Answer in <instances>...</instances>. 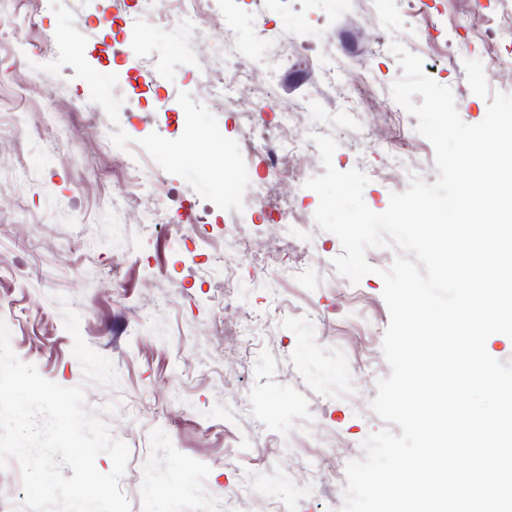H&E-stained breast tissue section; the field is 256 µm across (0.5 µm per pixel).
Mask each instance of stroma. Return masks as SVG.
Instances as JSON below:
<instances>
[{
    "instance_id": "35a3bbf8",
    "label": "stroma",
    "mask_w": 512,
    "mask_h": 512,
    "mask_svg": "<svg viewBox=\"0 0 512 512\" xmlns=\"http://www.w3.org/2000/svg\"><path fill=\"white\" fill-rule=\"evenodd\" d=\"M111 10L112 0H22L0 20V320L11 348L44 378L84 386L88 407L116 404L108 422L130 450L121 489L131 512H341L346 464L386 427L369 403L390 374L379 272L395 252L367 251L374 273L348 282L333 265L341 243L318 227L319 197L302 185L296 238L261 222L248 225L249 246L225 241L253 185L228 195L215 181L228 158L259 172L264 151L237 113L216 108L198 69L262 62L272 77L254 91L272 101L263 121L274 126L283 108L323 86L308 68L283 66L281 54L303 27L331 31L318 53L369 67L375 90L359 105H325L321 131L336 138L337 170L368 177L364 201L381 213L391 193L415 177L434 182L437 171L417 118L385 111L402 70L390 51L373 53L376 40L419 55L425 73L451 88L461 119L477 124L494 93L512 92L496 73L512 65V42L495 34L512 20V0H348L342 19L329 0H292L263 17L250 0H224L221 21L203 0L198 26L217 50L197 66L177 23L146 19L139 58H106L104 44L130 36L100 23ZM465 11L478 22L460 24ZM364 14L375 28L348 37V19ZM112 67L131 82L107 84L106 110L85 111L91 78ZM375 112L402 166L374 132H360ZM116 142L148 164L165 155L136 197L122 192ZM196 204L214 216L186 229L207 240L203 256L161 221ZM62 295L80 316L79 337L113 363L118 386L85 383ZM268 486L281 497L265 495Z\"/></svg>"
}]
</instances>
